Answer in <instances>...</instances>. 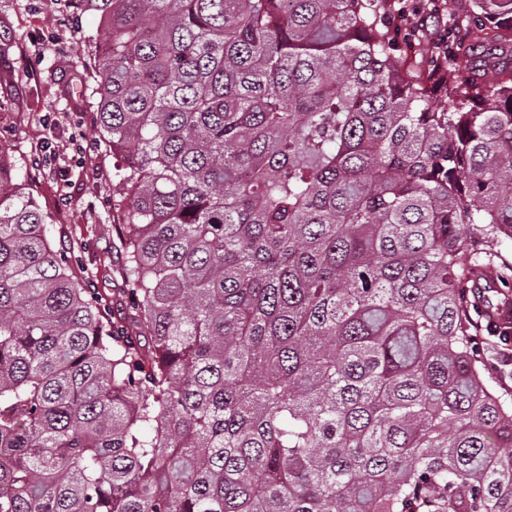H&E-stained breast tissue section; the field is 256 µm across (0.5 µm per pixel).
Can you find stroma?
I'll list each match as a JSON object with an SVG mask.
<instances>
[{"instance_id": "1", "label": "stroma", "mask_w": 512, "mask_h": 512, "mask_svg": "<svg viewBox=\"0 0 512 512\" xmlns=\"http://www.w3.org/2000/svg\"><path fill=\"white\" fill-rule=\"evenodd\" d=\"M425 22L399 30L400 62L433 68L432 41L451 15L471 12L472 0H416ZM104 38L97 16L75 0H0V145L10 152L19 181L52 217L55 250L78 256L77 276L111 301L121 284L124 245L115 226L124 204L112 178V155L99 136L86 39ZM55 39L37 54L34 43Z\"/></svg>"}]
</instances>
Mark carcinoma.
Listing matches in <instances>:
<instances>
[{
	"label": "carcinoma",
	"mask_w": 512,
	"mask_h": 512,
	"mask_svg": "<svg viewBox=\"0 0 512 512\" xmlns=\"http://www.w3.org/2000/svg\"><path fill=\"white\" fill-rule=\"evenodd\" d=\"M79 2L145 337L0 192V512H512L474 341L512 240V0L453 19L510 44L440 82L387 0Z\"/></svg>",
	"instance_id": "cac0c4a2"
}]
</instances>
